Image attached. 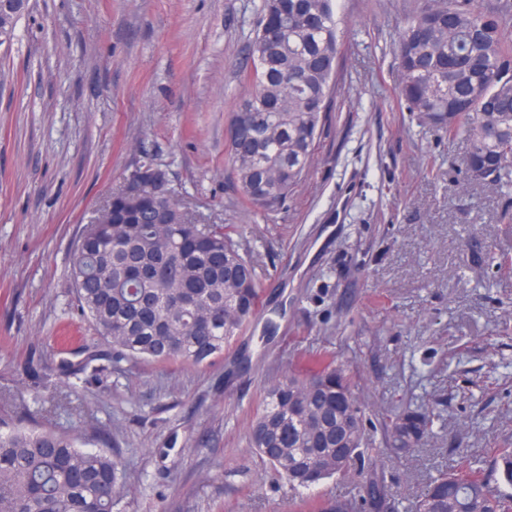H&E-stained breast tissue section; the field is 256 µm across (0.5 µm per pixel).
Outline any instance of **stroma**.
<instances>
[{
	"label": "stroma",
	"mask_w": 512,
	"mask_h": 512,
	"mask_svg": "<svg viewBox=\"0 0 512 512\" xmlns=\"http://www.w3.org/2000/svg\"><path fill=\"white\" fill-rule=\"evenodd\" d=\"M261 0H30L0 46V395L32 410L28 363L100 351L69 282L84 224L151 156L202 224H230L261 304L202 366L130 359L70 378L66 431H99L128 486L113 512H314L358 470L300 492L247 444L269 382L317 356L347 367L399 512L460 457L512 448V190L464 177L467 141L402 110L394 42L417 0H339V89L285 206L248 209L225 130L249 84ZM439 419L385 448L398 407Z\"/></svg>",
	"instance_id": "1"
}]
</instances>
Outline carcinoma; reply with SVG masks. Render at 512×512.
I'll use <instances>...</instances> for the list:
<instances>
[{
	"mask_svg": "<svg viewBox=\"0 0 512 512\" xmlns=\"http://www.w3.org/2000/svg\"><path fill=\"white\" fill-rule=\"evenodd\" d=\"M337 0H262L249 46L251 91L231 113L227 155L244 203L257 213L282 207L310 167L340 62ZM512 0L483 9L476 0H422L394 44L398 102L436 127L466 135L469 182L512 185V43L504 27ZM181 193L134 198L118 186L112 211L83 226L73 252L77 304L108 347L112 363L142 359L203 365L224 353L260 303L252 259L222 224L186 220ZM98 355L63 360L76 376ZM42 379L34 402L42 420L0 401V512H113L126 472L88 438L60 431ZM438 415L404 406L385 432L399 455L424 445ZM369 420L344 367L316 360L266 389L248 445L294 489H311L356 465L362 494L324 501L321 512H395L389 485L366 461ZM496 485L477 459L429 477L411 512H512V448L498 451Z\"/></svg>",
	"mask_w": 512,
	"mask_h": 512,
	"instance_id": "cac0c4a2",
	"label": "carcinoma"
}]
</instances>
